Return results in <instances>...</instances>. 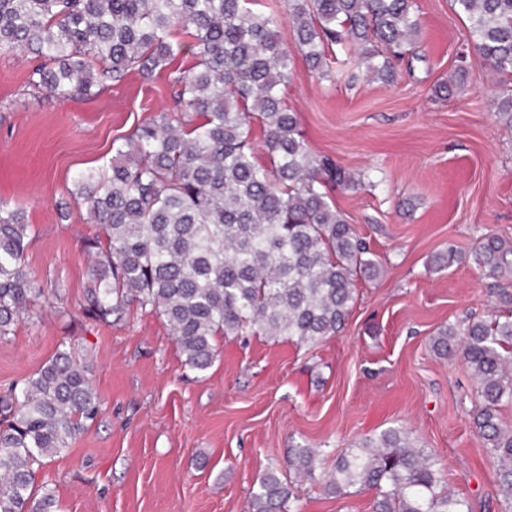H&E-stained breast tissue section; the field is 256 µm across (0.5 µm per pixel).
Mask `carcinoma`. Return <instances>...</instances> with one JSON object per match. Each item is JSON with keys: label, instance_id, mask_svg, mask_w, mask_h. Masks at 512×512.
I'll list each match as a JSON object with an SVG mask.
<instances>
[{"label": "carcinoma", "instance_id": "carcinoma-1", "mask_svg": "<svg viewBox=\"0 0 512 512\" xmlns=\"http://www.w3.org/2000/svg\"><path fill=\"white\" fill-rule=\"evenodd\" d=\"M253 2L0 0V53L33 62L28 85L38 92L86 97L132 73L160 72L180 54L194 58L173 77L174 106L112 143L105 166L78 172L73 196L100 228L85 241L84 318L110 325L133 305L153 312L198 373L212 366L219 336L251 330L315 346L337 335L357 300V276L380 267L331 196L355 179L312 152L286 103L292 53L329 77L336 46L345 68L387 85L422 59L418 0H284L291 49L281 20ZM452 5L469 21L458 60L472 48L512 76V0ZM491 109L512 128L511 84L500 85ZM29 233L24 212L0 202V337L40 294L25 269ZM470 257L490 278L512 269V245L497 236L481 238ZM492 305L487 319L440 327L431 348L460 357L478 385L474 425L497 469L502 512H512V428L502 421L512 405V288L495 289ZM102 403L65 348L0 396V512H59L37 471ZM290 462L295 475L315 479L313 449H293ZM322 483L338 497L373 491L372 512H472L448 491L446 467L402 427L362 438ZM294 499L271 468L248 512H294Z\"/></svg>", "mask_w": 512, "mask_h": 512}]
</instances>
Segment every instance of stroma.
<instances>
[{"label": "stroma", "instance_id": "1", "mask_svg": "<svg viewBox=\"0 0 512 512\" xmlns=\"http://www.w3.org/2000/svg\"><path fill=\"white\" fill-rule=\"evenodd\" d=\"M421 61L397 83L363 72L318 78L301 55L284 96L313 152L361 177L332 198L383 262L358 277L341 333L316 348L262 334L227 336L206 372L191 371L165 321L130 309L112 325L82 318L84 253L96 225L71 206V179L101 166L112 142L167 109L163 74L137 73L89 97L59 99L27 85L28 60L0 53V200L24 209L25 268L42 290L13 334L0 338V393L32 376L60 344L90 370L98 417L36 475L60 512H246L257 478L275 468L299 512H371L372 492L327 494L321 474L364 436L410 431L447 467L473 512H501L497 470L474 424L476 385L459 357L430 348L441 326L487 317L491 289L473 263L440 271L448 248L467 254L495 235L512 243V129L490 99L498 77L470 53L464 92L438 99L468 22L449 0H419ZM383 179L386 190L369 180ZM321 451L316 480L288 465L295 446Z\"/></svg>", "mask_w": 512, "mask_h": 512}]
</instances>
